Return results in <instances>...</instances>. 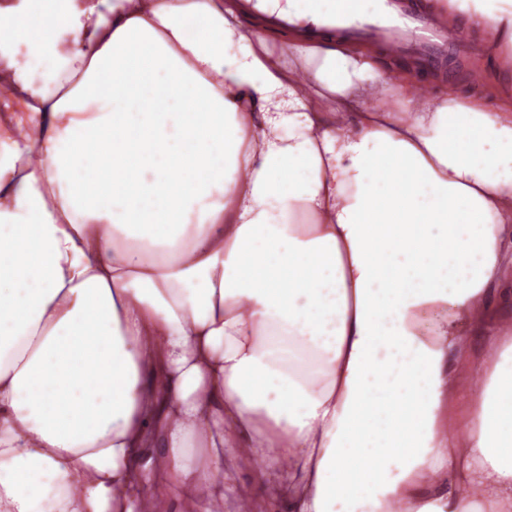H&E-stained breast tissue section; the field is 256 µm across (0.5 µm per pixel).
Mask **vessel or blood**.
<instances>
[{
  "label": "vessel or blood",
  "mask_w": 512,
  "mask_h": 512,
  "mask_svg": "<svg viewBox=\"0 0 512 512\" xmlns=\"http://www.w3.org/2000/svg\"><path fill=\"white\" fill-rule=\"evenodd\" d=\"M285 24L314 29L323 24L372 49L385 45L397 52L416 53L427 65L443 56L452 44L471 53L479 50L455 19L438 24L429 22L413 12L405 0H372L367 11L361 9L360 0H336L325 15L312 18L292 12Z\"/></svg>",
  "instance_id": "obj_1"
}]
</instances>
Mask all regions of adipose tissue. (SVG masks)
Returning <instances> with one entry per match:
<instances>
[{"mask_svg":"<svg viewBox=\"0 0 512 512\" xmlns=\"http://www.w3.org/2000/svg\"><path fill=\"white\" fill-rule=\"evenodd\" d=\"M247 2L0 0V512H512V100ZM224 473L227 479L224 483V512H242L237 508L234 489L236 486L246 485L254 490V511L253 512H282L270 501L269 489L259 478L255 470L238 471L226 453L224 457Z\"/></svg>","mask_w":512,"mask_h":512,"instance_id":"obj_1","label":"adipose tissue"}]
</instances>
